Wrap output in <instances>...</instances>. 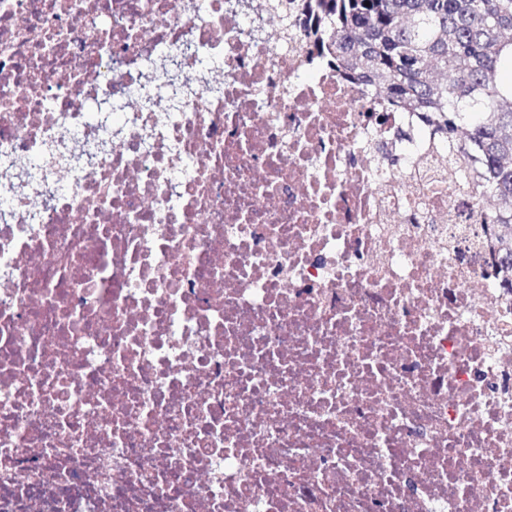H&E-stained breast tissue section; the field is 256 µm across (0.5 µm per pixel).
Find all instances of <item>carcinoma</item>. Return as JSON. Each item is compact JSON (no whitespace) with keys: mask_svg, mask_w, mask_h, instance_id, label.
<instances>
[{"mask_svg":"<svg viewBox=\"0 0 512 512\" xmlns=\"http://www.w3.org/2000/svg\"><path fill=\"white\" fill-rule=\"evenodd\" d=\"M322 59L462 150L512 281V0H288Z\"/></svg>","mask_w":512,"mask_h":512,"instance_id":"cac0c4a2","label":"carcinoma"}]
</instances>
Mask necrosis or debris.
I'll list each match as a JSON object with an SVG mask.
<instances>
[{"instance_id":"obj_1","label":"necrosis or debris","mask_w":512,"mask_h":512,"mask_svg":"<svg viewBox=\"0 0 512 512\" xmlns=\"http://www.w3.org/2000/svg\"><path fill=\"white\" fill-rule=\"evenodd\" d=\"M235 2L0 0V512H512L458 152Z\"/></svg>"}]
</instances>
